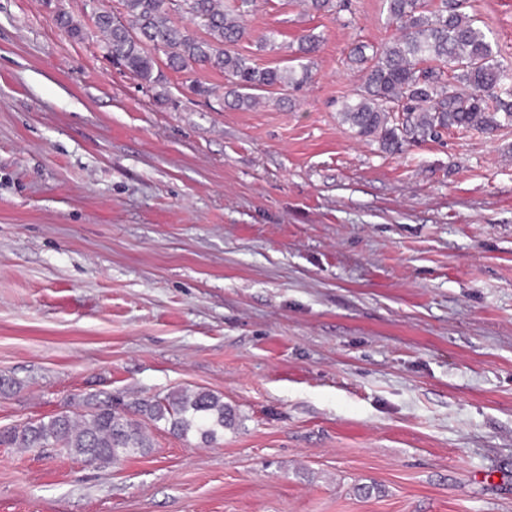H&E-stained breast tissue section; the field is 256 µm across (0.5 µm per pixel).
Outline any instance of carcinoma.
Masks as SVG:
<instances>
[{"instance_id":"cac0c4a2","label":"carcinoma","mask_w":512,"mask_h":512,"mask_svg":"<svg viewBox=\"0 0 512 512\" xmlns=\"http://www.w3.org/2000/svg\"><path fill=\"white\" fill-rule=\"evenodd\" d=\"M255 0H121L122 12H98L95 26L104 50L146 85L159 82L153 52L175 72L190 64L224 76L230 108L251 107L258 92L275 86H300L310 78V56L320 36L301 40L296 64L261 68L234 50L246 34L244 17ZM388 18L401 34L366 55L359 44L354 55L371 61L361 89L342 108V120L384 152L406 144L436 142L443 134L478 132L492 135L512 127V64L502 61L477 18L467 13L469 0H384ZM182 16L197 30L178 25ZM165 422L180 436L200 434L217 440L219 430L235 423L236 414L209 391L172 393L160 400H141L127 409L112 399L97 400L84 414L60 412L48 419L0 431V445L11 448H57L88 462L116 463L145 455L153 448L141 419Z\"/></svg>"}]
</instances>
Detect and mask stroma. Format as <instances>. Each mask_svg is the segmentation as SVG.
I'll use <instances>...</instances> for the list:
<instances>
[{
	"mask_svg": "<svg viewBox=\"0 0 512 512\" xmlns=\"http://www.w3.org/2000/svg\"><path fill=\"white\" fill-rule=\"evenodd\" d=\"M473 5L512 63V0ZM98 8L0 0V428L181 389L240 423L150 425L115 465L0 446V512H512V127L357 140L350 52L399 35L384 0H259V67L322 42L247 110L197 66L141 86Z\"/></svg>",
	"mask_w": 512,
	"mask_h": 512,
	"instance_id": "35a3bbf8",
	"label": "stroma"
}]
</instances>
